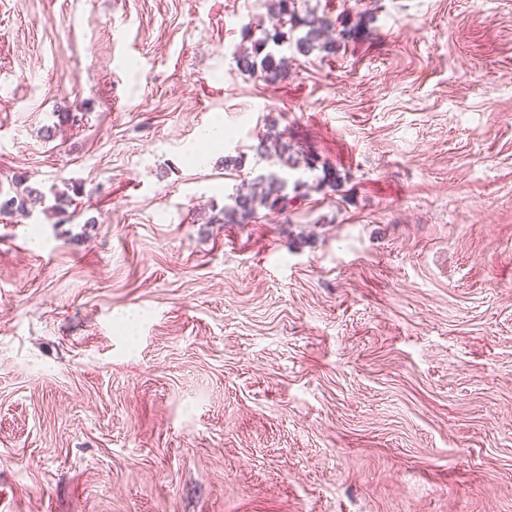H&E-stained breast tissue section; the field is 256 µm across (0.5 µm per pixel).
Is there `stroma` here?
I'll use <instances>...</instances> for the list:
<instances>
[{"label":"stroma","mask_w":512,"mask_h":512,"mask_svg":"<svg viewBox=\"0 0 512 512\" xmlns=\"http://www.w3.org/2000/svg\"><path fill=\"white\" fill-rule=\"evenodd\" d=\"M371 8L269 85L267 0H0V191L75 188L0 218V512H512V0ZM272 150L280 157L287 168H296L301 161L299 158H295V155L299 156L301 154L304 166L310 170L315 169V164L317 163L315 156L304 154L299 149H295L294 145L288 142L286 137L278 136L275 141L262 138L255 147L256 153L260 156L267 155ZM288 177L277 171L244 179L236 191L228 197L219 215L209 217L212 224H246L257 218L260 209L283 212L288 206ZM222 215V217H220Z\"/></svg>","instance_id":"obj_1"}]
</instances>
